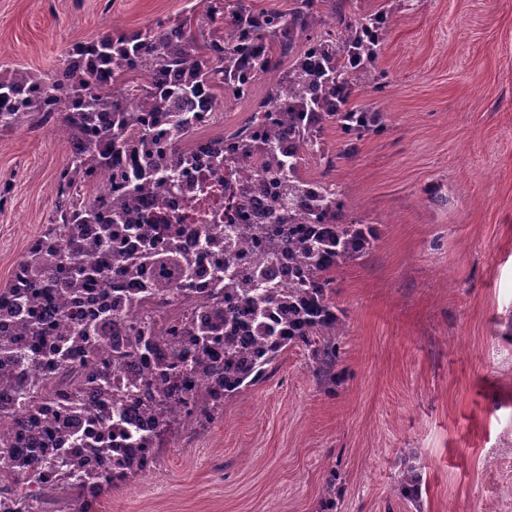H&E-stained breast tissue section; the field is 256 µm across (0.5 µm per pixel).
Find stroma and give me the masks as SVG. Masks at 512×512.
<instances>
[{
    "mask_svg": "<svg viewBox=\"0 0 512 512\" xmlns=\"http://www.w3.org/2000/svg\"><path fill=\"white\" fill-rule=\"evenodd\" d=\"M197 0H0V74L55 69L119 22L181 18ZM390 9L371 86L386 115L332 171L373 220L365 257L339 272L335 392L291 347L211 424L178 430L155 467L104 493L97 512H512V0H361ZM216 95L235 130L262 99ZM70 144L55 126L0 134V287L52 212ZM422 481L401 497V465Z\"/></svg>",
    "mask_w": 512,
    "mask_h": 512,
    "instance_id": "stroma-1",
    "label": "stroma"
}]
</instances>
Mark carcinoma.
Masks as SVG:
<instances>
[{
  "label": "carcinoma",
  "instance_id": "obj_1",
  "mask_svg": "<svg viewBox=\"0 0 512 512\" xmlns=\"http://www.w3.org/2000/svg\"><path fill=\"white\" fill-rule=\"evenodd\" d=\"M351 0H288V10H257L244 0H201L181 19L158 21L134 31L108 28L97 38L70 47L58 68L33 75L16 68L0 77V131L30 129L53 122L72 144L54 181V207L42 234L27 248L9 283L0 288V322L17 333L0 335V423L28 433L35 453L13 449L0 435V512H91L101 492L155 467V449L172 430L204 426L220 415L224 401L259 384L290 347H303L320 378L339 357L343 318L331 296L342 265L363 257L374 228L348 218L345 192L320 178L299 174L306 152L318 150L324 172L358 153L364 137L384 131L385 114L355 107L351 97L370 82L387 30L388 12L358 13ZM275 73L265 97L235 132L205 138L215 169L228 176L224 227L207 237L220 252L205 300L211 320L194 321L195 296L187 285L196 269L179 244L177 224H132L129 213L148 194L156 205L180 188V175L193 161L198 140L194 102L206 96L220 108L214 89L238 100L252 96L256 82ZM138 74L144 83L123 86ZM56 102L77 112L52 111ZM166 124L157 134L150 125ZM328 128L341 148H322ZM260 165L258 179L236 178V161ZM125 187L101 196L99 178ZM95 193L87 195L89 188ZM269 196L275 223L240 224L258 193ZM97 225L95 234L86 228ZM142 249L129 254L128 234ZM112 251V264L96 261ZM288 259L293 281L280 288L270 277ZM153 280L147 291L112 303V315L91 334L75 306L92 286L109 288L117 275L134 283L145 267ZM178 292L173 309L161 300ZM28 314L16 318L14 302ZM132 320L112 358H99L114 323ZM224 346V357L212 349ZM168 356L128 382L123 363L143 359V350ZM76 349L91 367L69 361ZM208 383L203 391L181 385L188 354ZM74 402L87 388L112 399V409L134 399L155 430L140 438L141 451L112 455L105 444H88L73 455L46 446L32 417L57 386ZM400 495L418 494V478L399 476Z\"/></svg>",
  "mask_w": 512,
  "mask_h": 512
}]
</instances>
